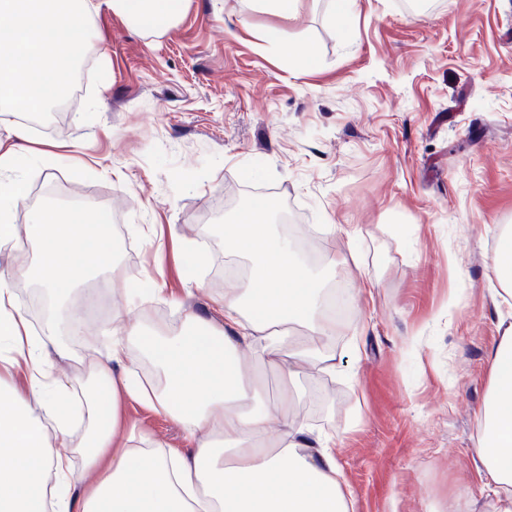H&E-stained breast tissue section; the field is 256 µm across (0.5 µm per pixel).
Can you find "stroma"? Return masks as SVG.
I'll return each mask as SVG.
<instances>
[{
  "mask_svg": "<svg viewBox=\"0 0 512 512\" xmlns=\"http://www.w3.org/2000/svg\"><path fill=\"white\" fill-rule=\"evenodd\" d=\"M409 2L351 0L340 24L333 0H300L288 19L251 0H184L163 33L100 6L64 130L28 128L32 150L57 159L24 167L14 216L27 224L56 186L117 217L124 284L88 283L111 305L52 361L74 396L113 327L138 328L125 367L143 371L140 334L216 317L247 284L249 260L210 218L252 190L287 209L273 231L312 243V270L335 262L350 311L331 360L292 383L240 350L253 405L287 398L332 439L349 512H485L478 416L489 352L512 324L491 261L512 228V0ZM0 273L39 301L28 318L41 332L51 304L13 250ZM123 412L161 450L191 452L170 417L133 400Z\"/></svg>",
  "mask_w": 512,
  "mask_h": 512,
  "instance_id": "35a3bbf8",
  "label": "stroma"
}]
</instances>
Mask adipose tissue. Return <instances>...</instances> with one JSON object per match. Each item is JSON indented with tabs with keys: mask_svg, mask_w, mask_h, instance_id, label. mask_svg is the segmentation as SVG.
Returning a JSON list of instances; mask_svg holds the SVG:
<instances>
[{
	"mask_svg": "<svg viewBox=\"0 0 512 512\" xmlns=\"http://www.w3.org/2000/svg\"><path fill=\"white\" fill-rule=\"evenodd\" d=\"M113 12L158 30L179 15L182 0H107ZM95 0H0V103L44 110L60 97L85 52ZM20 152H0V247L18 252L25 280L63 304L69 335L83 332L72 289L115 274L111 226L90 210L36 209L14 223L25 200ZM262 206L250 208L226 237L249 258L252 275L225 299L223 326L196 315L176 336H147L144 352L163 385L143 389L123 365V328L112 330L103 358L84 365L87 422L74 436L64 380L46 364L69 358L55 323L34 334L0 275V512H348L333 443L292 415L287 401L243 412L238 351L294 375L302 363L327 361L336 324L325 321L321 278L304 270L292 244L273 235ZM490 391L479 418L476 454L496 486L486 512H512V327L489 354ZM144 403L184 424L192 453L162 455L122 413L124 400ZM279 419L272 429L271 419ZM222 437L215 447L212 436ZM82 459L74 470L63 449Z\"/></svg>",
	"mask_w": 512,
	"mask_h": 512,
	"instance_id": "obj_1",
	"label": "adipose tissue"
}]
</instances>
